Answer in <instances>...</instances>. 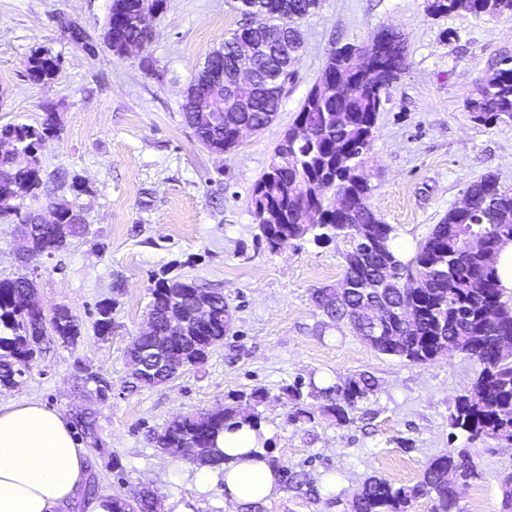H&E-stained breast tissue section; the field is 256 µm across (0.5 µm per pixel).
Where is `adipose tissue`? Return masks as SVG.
<instances>
[{"instance_id": "obj_1", "label": "adipose tissue", "mask_w": 512, "mask_h": 512, "mask_svg": "<svg viewBox=\"0 0 512 512\" xmlns=\"http://www.w3.org/2000/svg\"><path fill=\"white\" fill-rule=\"evenodd\" d=\"M265 427L240 422L219 434L215 464L195 468L201 491L223 482L224 497L246 507L279 493ZM86 452L69 421L37 401L0 404V512H66L81 493Z\"/></svg>"}]
</instances>
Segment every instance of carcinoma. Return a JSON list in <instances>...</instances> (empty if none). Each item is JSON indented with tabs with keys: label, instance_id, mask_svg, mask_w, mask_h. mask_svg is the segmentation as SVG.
I'll use <instances>...</instances> for the list:
<instances>
[{
	"label": "carcinoma",
	"instance_id": "carcinoma-1",
	"mask_svg": "<svg viewBox=\"0 0 512 512\" xmlns=\"http://www.w3.org/2000/svg\"><path fill=\"white\" fill-rule=\"evenodd\" d=\"M146 0H112V37L108 48L119 52L118 40L138 41L146 34L129 19ZM246 23L235 34L247 33L262 46L272 42L284 14L304 16L321 7L322 0H239ZM430 14L488 15L512 19V0H431ZM233 39L224 40L212 54L222 57L224 70L237 67ZM353 45L336 49L322 74L328 80L344 77L336 93L322 96L312 86L293 121L295 134L288 145L277 143L268 168L252 187V214L270 251L308 235L317 243L350 239L345 256L344 279L350 283L342 298L336 289L322 287L312 292L315 306L329 318L346 321L373 350L410 362L427 363L441 355V347L453 343L457 351L476 359L480 366L469 389L457 398L450 425L472 438H492L512 443V301L493 267L500 243L512 240V188L493 175L467 188L466 207L453 208L419 244L413 256L401 259L391 248L396 237L368 203L370 186L360 173L363 157L370 150L381 109L392 84L403 71L405 45L397 34L384 41V68L376 60L365 69L352 57ZM301 39L288 32V50L273 52L269 77L252 91L251 112H227L221 124H212L184 98L182 118L195 138L208 149L224 151L229 128L240 123L267 126L279 111L286 85L300 60ZM33 82L48 85L58 71V62L47 48L35 50L28 60ZM469 107L481 122L512 121V59L508 65L485 75L471 91ZM53 116L40 126L25 123L0 127V136L11 138L17 152L0 153V217L16 216L22 240L31 256L60 251L73 237L86 231L87 221L76 205L62 209L56 222L21 215L28 196L42 185L39 150L57 134ZM322 210V223L307 224L302 207ZM200 285L179 277L160 278L151 289L148 315L154 334L138 335L126 351V365L135 387L154 388L168 383L180 370L204 363L211 348L223 341L232 324V310L224 292L210 289L208 320L193 317L192 297ZM33 280L25 275L0 276V385L16 386L27 373L35 352L41 349L47 331L66 344L82 334V323L64 306L51 317L29 304ZM94 324L97 335L112 330V308L99 304ZM172 314L187 321V336L168 350L166 363L154 360L155 337L164 334ZM376 383L369 374L357 372L339 384L312 391L326 401L325 409L336 424L351 421L356 405L373 394ZM260 418L234 406L175 416L153 437L160 449L171 450L198 466L213 462L216 436L237 417ZM82 438L98 442L93 413L76 418ZM466 455L449 452L432 459L422 479L413 486H395L371 477L353 496L350 512H410L413 502L427 496L432 512H463L456 482L475 474L476 464L463 462ZM288 486L303 494L313 492L300 474L281 468ZM155 495L143 488L132 496L113 494L112 512H154Z\"/></svg>",
	"mask_w": 512,
	"mask_h": 512
}]
</instances>
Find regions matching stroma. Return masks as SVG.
<instances>
[{
  "label": "stroma",
  "mask_w": 512,
  "mask_h": 512,
  "mask_svg": "<svg viewBox=\"0 0 512 512\" xmlns=\"http://www.w3.org/2000/svg\"><path fill=\"white\" fill-rule=\"evenodd\" d=\"M110 4L0 0V126L40 125L47 100L58 126L40 151L42 178L55 190L27 198L22 210L46 218L52 204H73L88 221L66 249L32 258L18 250L16 218L0 220V276L33 279L44 313L66 306L84 327L72 345L47 338L23 383L0 386V403L33 399L70 419L95 411L101 445L87 457L100 490L129 495L147 487L164 502L196 494L188 478L194 465L162 452L154 433L174 416L261 389L267 397L255 412L270 434L274 466L302 473L315 494L284 485L260 512H347L369 477L412 485L450 451L477 465V476L459 488L464 512H501L499 478L512 472V444L469 439L448 421L478 363L454 351L425 364L392 358L330 321L311 293L342 280L349 240L307 239L270 251L256 237L251 189L330 53L386 29L403 35L406 65L365 158L372 208L417 245L471 182L492 174L512 187V124L478 121L467 106L476 82L512 57V20L433 16L427 0H325L298 24L303 54L274 121L217 155L198 143L181 105L206 56L239 29L235 0H166L152 39L123 56L103 42ZM75 26L84 41L73 39ZM41 46L59 59L45 86L26 75ZM76 180L82 191H73ZM174 275L222 289L231 329L204 364L165 385L132 388L126 350L147 327L154 280ZM102 302L112 306L105 337L93 330ZM89 370L109 382L106 401L86 381ZM361 371L377 388L345 426L323 412L321 398L298 406L287 394ZM301 408L310 419H296ZM199 497L197 512H241L222 486Z\"/></svg>",
  "instance_id": "obj_1"
}]
</instances>
